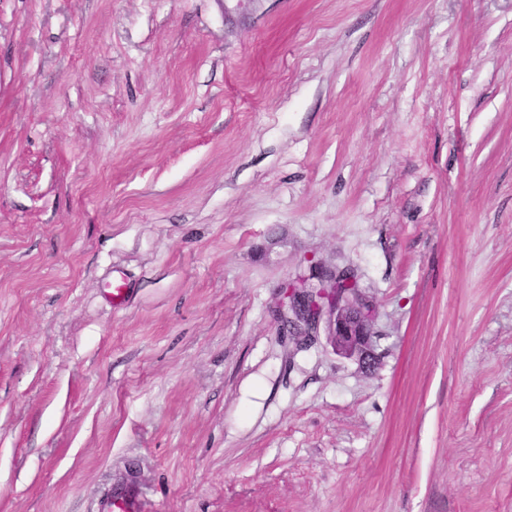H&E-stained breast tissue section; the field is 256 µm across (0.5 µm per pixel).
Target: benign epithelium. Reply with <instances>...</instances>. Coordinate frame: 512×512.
<instances>
[{
	"instance_id": "1",
	"label": "benign epithelium",
	"mask_w": 512,
	"mask_h": 512,
	"mask_svg": "<svg viewBox=\"0 0 512 512\" xmlns=\"http://www.w3.org/2000/svg\"><path fill=\"white\" fill-rule=\"evenodd\" d=\"M306 283L307 287L289 296L288 309L281 315L282 326L288 327L289 334L301 345L323 328L335 354L368 366L374 363L372 302L358 289H339L351 279L318 264L310 268Z\"/></svg>"
}]
</instances>
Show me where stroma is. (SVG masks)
I'll return each instance as SVG.
<instances>
[{
  "instance_id": "35a3bbf8",
  "label": "stroma",
  "mask_w": 512,
  "mask_h": 512,
  "mask_svg": "<svg viewBox=\"0 0 512 512\" xmlns=\"http://www.w3.org/2000/svg\"><path fill=\"white\" fill-rule=\"evenodd\" d=\"M314 263L374 369L283 331ZM129 482L512 512V0H0V512Z\"/></svg>"
}]
</instances>
